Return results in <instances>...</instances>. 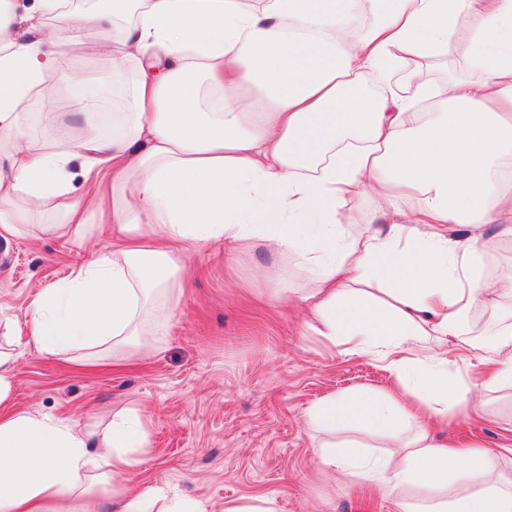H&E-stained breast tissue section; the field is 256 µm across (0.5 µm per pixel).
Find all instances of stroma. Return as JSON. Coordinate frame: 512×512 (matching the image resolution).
Returning a JSON list of instances; mask_svg holds the SVG:
<instances>
[{
	"label": "stroma",
	"mask_w": 512,
	"mask_h": 512,
	"mask_svg": "<svg viewBox=\"0 0 512 512\" xmlns=\"http://www.w3.org/2000/svg\"><path fill=\"white\" fill-rule=\"evenodd\" d=\"M60 80L111 84V100L94 108L100 131L111 134L113 113L125 109L123 67L112 62L111 40L65 45ZM110 247L94 232L78 246L38 233L0 239V316L25 322L41 289ZM183 263L175 317L147 346L118 350L120 367L77 371L18 339L15 408L98 432L114 414L138 408L150 445L143 464L121 479L124 490L166 485L206 501L209 512L253 498L274 499L278 512H401L381 486L345 481L317 462L329 434L310 425V407L355 388L386 389L392 378L382 362L314 335L297 296H274L277 288L303 287L295 258L203 242ZM503 329L489 311L476 310L464 337L470 356L494 357ZM458 367L473 386L468 407L455 410L444 434L460 448L482 443L498 478L512 482V395L485 389L481 367Z\"/></svg>",
	"instance_id": "35a3bbf8"
}]
</instances>
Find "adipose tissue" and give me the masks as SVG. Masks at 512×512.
Segmentation results:
<instances>
[{
	"label": "adipose tissue",
	"mask_w": 512,
	"mask_h": 512,
	"mask_svg": "<svg viewBox=\"0 0 512 512\" xmlns=\"http://www.w3.org/2000/svg\"><path fill=\"white\" fill-rule=\"evenodd\" d=\"M96 38L122 23L113 60H138L129 109L102 135L87 106L48 84L65 42L46 17L65 0H0V237L80 239L97 218L112 247L33 299L14 335L52 355L98 365L97 349L154 336L179 302L177 245L221 239L296 258L300 297L317 335L383 362L392 390L353 389L315 404L312 424L346 429L324 441L322 466L376 481L403 512H512V485L489 480L482 446L438 441L470 384L454 347L477 309L512 322V275L481 279L512 240V0H103ZM444 81L420 76L442 50ZM379 86L358 87L363 74ZM41 91L52 137L24 126ZM213 92L215 112L203 96ZM84 191L74 194L71 167ZM352 200L371 201L364 223ZM52 221L35 224L36 213ZM13 352L0 350V512H208L198 499L111 476L134 470L149 445L137 415L100 433L10 409ZM360 429L396 447L370 458ZM478 488L449 494L455 478ZM426 490L425 504L406 497Z\"/></svg>",
	"instance_id": "1"
}]
</instances>
